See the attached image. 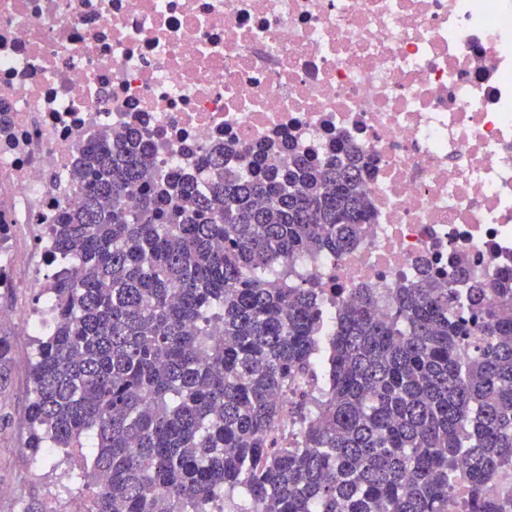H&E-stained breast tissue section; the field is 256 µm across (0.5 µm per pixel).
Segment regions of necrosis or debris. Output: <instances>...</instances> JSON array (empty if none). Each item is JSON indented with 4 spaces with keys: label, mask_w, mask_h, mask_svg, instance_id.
<instances>
[{
    "label": "necrosis or debris",
    "mask_w": 512,
    "mask_h": 512,
    "mask_svg": "<svg viewBox=\"0 0 512 512\" xmlns=\"http://www.w3.org/2000/svg\"><path fill=\"white\" fill-rule=\"evenodd\" d=\"M152 168L365 162L357 244L295 269L334 315L457 261L512 275V0H0V288H46L87 145Z\"/></svg>",
    "instance_id": "obj_1"
}]
</instances>
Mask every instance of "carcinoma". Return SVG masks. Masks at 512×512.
<instances>
[{
	"label": "carcinoma",
	"instance_id": "obj_1",
	"mask_svg": "<svg viewBox=\"0 0 512 512\" xmlns=\"http://www.w3.org/2000/svg\"><path fill=\"white\" fill-rule=\"evenodd\" d=\"M134 133L81 151L82 203L59 214L53 327L38 339L27 449L61 450L75 512H512V279L425 277L366 290L326 323L275 268L336 255L368 221L358 160L301 156L223 172L199 193L147 182ZM322 365L323 388L284 405ZM12 340L0 333V393ZM300 423L294 448L267 433Z\"/></svg>",
	"mask_w": 512,
	"mask_h": 512
}]
</instances>
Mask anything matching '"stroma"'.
Wrapping results in <instances>:
<instances>
[{
	"label": "stroma",
	"mask_w": 512,
	"mask_h": 512,
	"mask_svg": "<svg viewBox=\"0 0 512 512\" xmlns=\"http://www.w3.org/2000/svg\"><path fill=\"white\" fill-rule=\"evenodd\" d=\"M6 331L13 337L14 363L9 401L0 407L11 417L10 424L0 430V486L13 488L14 493L0 498V512H20L23 503L30 501L37 503L40 512H69L70 500L62 493L67 463L60 454L34 456L26 448L23 419L33 387L30 367L35 360V339L18 335L12 325Z\"/></svg>",
	"instance_id": "obj_1"
}]
</instances>
